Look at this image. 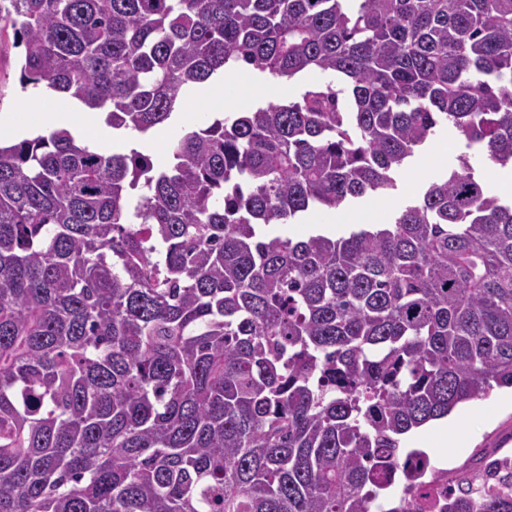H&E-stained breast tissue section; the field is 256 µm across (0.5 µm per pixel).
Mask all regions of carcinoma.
I'll list each match as a JSON object with an SVG mask.
<instances>
[{"instance_id":"obj_1","label":"carcinoma","mask_w":512,"mask_h":512,"mask_svg":"<svg viewBox=\"0 0 512 512\" xmlns=\"http://www.w3.org/2000/svg\"><path fill=\"white\" fill-rule=\"evenodd\" d=\"M22 87L142 135L231 61L313 84L157 167L0 145V512H371L378 448L512 388V0H0ZM459 168L387 224L278 234ZM444 512H512L457 491ZM467 152L464 138L452 128H444L396 175L397 188L387 196H367L350 209L315 211L302 224H277L278 233L301 239L316 230L347 237L357 224H384L410 204L429 182L458 169V157ZM477 172L481 173L487 183V187L492 195L498 196L505 200H510L512 197V186L508 185L503 187L499 184L498 176L502 169H510V164L503 167L496 165L484 157H476L471 159Z\"/></svg>"}]
</instances>
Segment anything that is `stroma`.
Returning a JSON list of instances; mask_svg holds the SVG:
<instances>
[{
  "instance_id": "35a3bbf8",
  "label": "stroma",
  "mask_w": 512,
  "mask_h": 512,
  "mask_svg": "<svg viewBox=\"0 0 512 512\" xmlns=\"http://www.w3.org/2000/svg\"><path fill=\"white\" fill-rule=\"evenodd\" d=\"M24 47L20 45L11 25L0 26V116L8 117L31 111L28 94L21 88V59ZM329 74L311 71L280 83L276 91H268L266 74L250 69L224 78V113L245 112L270 102H287L300 94L311 83H325ZM201 88H194L184 96L182 108L174 118L159 125L145 136L133 132L115 133L112 143L104 144V152L122 151L134 145L149 154L155 165L169 159L171 143L184 129L196 126L207 113L201 102ZM466 150L465 140L452 128L440 131L428 146L402 167L396 175L397 187L387 196H368L351 208L309 213L299 224L278 225V233L300 239L316 230L345 237L360 224H383L397 211L410 204L429 182L450 173L458 167V158ZM462 423L463 434L457 446L440 448L434 433L414 431L404 442L408 448L425 449L433 457H447L449 467L471 471L480 464L484 453L497 448H512V390L492 391L485 399L460 404L454 410Z\"/></svg>"
}]
</instances>
